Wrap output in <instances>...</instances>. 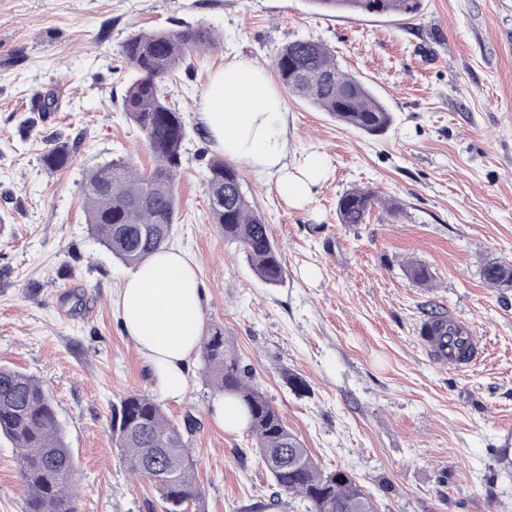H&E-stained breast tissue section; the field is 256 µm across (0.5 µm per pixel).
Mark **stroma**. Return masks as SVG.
<instances>
[{"label": "stroma", "instance_id": "35a3bbf8", "mask_svg": "<svg viewBox=\"0 0 512 512\" xmlns=\"http://www.w3.org/2000/svg\"><path fill=\"white\" fill-rule=\"evenodd\" d=\"M203 25L218 44L166 82L189 136L171 247L197 265L204 330H221L252 381L324 470L352 474L377 512H512V288L481 270L512 265V0H421L412 16L324 13L310 0H0V363L39 379L77 464L81 512H155L109 433L113 403L153 396L193 415L190 446L207 512H259L275 487L250 432L213 418L196 363L182 398L160 390L117 306L129 268L91 234L81 179L119 157H152L125 118L134 77L120 46L162 28ZM307 38L367 81L393 116L370 136L284 95L290 160L316 150L329 174L304 208L273 178L245 175L284 276L261 282L209 219L203 176L217 151L198 112L209 78L235 56L270 67ZM54 93L57 107L37 108ZM67 168L41 156L56 137ZM385 198L366 223L342 224L339 197ZM426 267L422 284L410 269ZM448 308L486 345L461 374L425 359L415 326ZM308 387L292 390L288 374ZM0 512H26L16 450L0 437ZM483 279L492 287L512 285V265L489 261L483 268Z\"/></svg>", "mask_w": 512, "mask_h": 512}]
</instances>
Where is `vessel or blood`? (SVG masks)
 Listing matches in <instances>:
<instances>
[{
  "label": "vessel or blood",
  "mask_w": 512,
  "mask_h": 512,
  "mask_svg": "<svg viewBox=\"0 0 512 512\" xmlns=\"http://www.w3.org/2000/svg\"><path fill=\"white\" fill-rule=\"evenodd\" d=\"M417 337L421 351L430 361L456 373L475 367L485 353L484 344L471 325L451 312L422 321Z\"/></svg>",
  "instance_id": "b4317fda"
}]
</instances>
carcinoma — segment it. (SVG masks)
Instances as JSON below:
<instances>
[{"mask_svg": "<svg viewBox=\"0 0 512 512\" xmlns=\"http://www.w3.org/2000/svg\"><path fill=\"white\" fill-rule=\"evenodd\" d=\"M321 10L360 14L413 15L420 0H310ZM217 44L211 29L189 26L141 32L121 52L135 73L123 98L128 121L141 133L153 166L140 171L130 160L97 164L85 172L81 189L91 233L128 266H137L167 246L177 215V186L184 165L187 127L163 82L197 51ZM273 68L288 94L306 100L346 126L369 135L387 130L391 113L359 77L345 71L336 54L312 39L280 47ZM71 149L58 142L41 157L50 170L66 168ZM211 218L224 240L238 244L255 273L268 285L283 280L280 252L270 225L244 189L243 175L218 157L206 171ZM382 203L369 188H353L338 200L342 224H363ZM483 279L492 287L512 285V265L490 261ZM200 350L209 380L219 394L235 396L248 414L255 450L276 491L267 509L280 507L282 495L306 502V512H376L371 494L346 472H326L290 430L257 386L248 368L216 331L202 337ZM196 427L187 414L170 418L153 397L131 393L112 405L110 434L127 470L154 487L161 512H206L205 492L190 457L189 435ZM0 436L17 450V470L28 492L27 512H79L70 448L51 395L34 376L0 366Z\"/></svg>", "mask_w": 512, "mask_h": 512, "instance_id": "obj_1", "label": "carcinoma"}]
</instances>
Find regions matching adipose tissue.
<instances>
[{"label": "adipose tissue", "mask_w": 512, "mask_h": 512, "mask_svg": "<svg viewBox=\"0 0 512 512\" xmlns=\"http://www.w3.org/2000/svg\"><path fill=\"white\" fill-rule=\"evenodd\" d=\"M205 133L226 157L254 174L275 179L278 193L304 207L325 181L323 154L287 161V114L266 70L235 57L209 80L199 112ZM207 305L205 287L184 252L166 248L129 272L118 306L123 327L150 364L162 391L181 396L200 350Z\"/></svg>", "instance_id": "1"}]
</instances>
